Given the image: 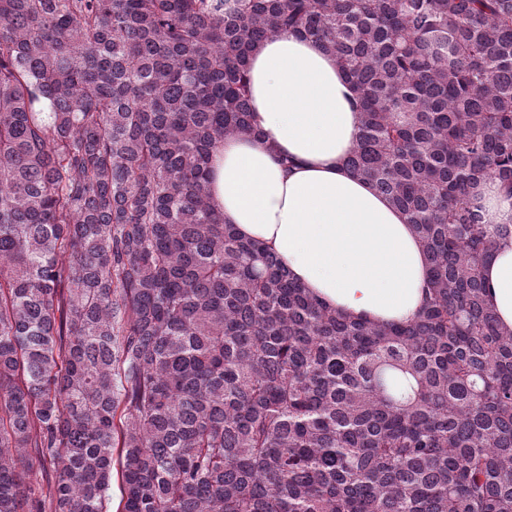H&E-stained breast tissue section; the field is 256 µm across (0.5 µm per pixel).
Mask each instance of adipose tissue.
<instances>
[{
    "instance_id": "1",
    "label": "adipose tissue",
    "mask_w": 512,
    "mask_h": 512,
    "mask_svg": "<svg viewBox=\"0 0 512 512\" xmlns=\"http://www.w3.org/2000/svg\"><path fill=\"white\" fill-rule=\"evenodd\" d=\"M249 76L255 132L225 139L211 161L210 194L225 222L267 246L330 307L409 322L425 301L426 258L401 211L346 164L359 114L335 58L314 40L282 34L253 52ZM483 277L512 328V238Z\"/></svg>"
}]
</instances>
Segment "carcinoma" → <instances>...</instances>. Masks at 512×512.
<instances>
[{
	"label": "carcinoma",
	"instance_id": "obj_1",
	"mask_svg": "<svg viewBox=\"0 0 512 512\" xmlns=\"http://www.w3.org/2000/svg\"><path fill=\"white\" fill-rule=\"evenodd\" d=\"M288 32L352 85L347 158L413 225L408 324L310 295L211 201ZM512 0H0V512H512ZM52 472L32 483L38 473ZM484 224H512V195L506 193L497 180L483 185ZM483 277L493 310L504 325L512 328V238L500 242L484 266Z\"/></svg>",
	"mask_w": 512,
	"mask_h": 512
}]
</instances>
